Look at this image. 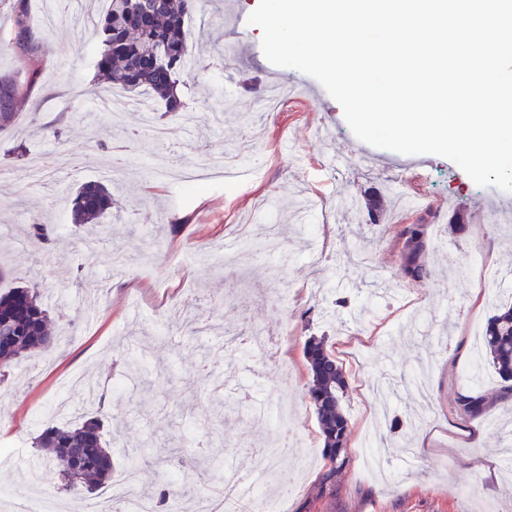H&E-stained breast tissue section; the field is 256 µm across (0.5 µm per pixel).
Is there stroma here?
Returning a JSON list of instances; mask_svg holds the SVG:
<instances>
[{"instance_id":"stroma-1","label":"stroma","mask_w":512,"mask_h":512,"mask_svg":"<svg viewBox=\"0 0 512 512\" xmlns=\"http://www.w3.org/2000/svg\"><path fill=\"white\" fill-rule=\"evenodd\" d=\"M194 16L189 39L198 65L179 91L190 125L172 120L169 139L140 129L126 113L111 127L95 100L80 95L94 75L98 39L78 13L56 15L53 54L41 85L15 123L0 132V168L24 145L51 165L38 188L0 182V265L12 284L39 285L58 337L20 358L0 376V512H12L18 490L74 504L56 472H32V442L51 420L59 394L69 418L86 410L85 394L68 391L72 375L97 385L112 402L103 416L115 472L140 460L137 493L164 487L151 457L184 445L174 485L209 496L215 512H254V500L225 489L224 474L253 468L271 435L242 406L243 397L275 414L293 410L292 448L283 472L296 490L276 512H512V389L492 368L474 385L464 370L482 344L494 308L512 299V233L489 223L505 193L476 185L451 160L364 145L328 94L286 102L257 114L259 91L313 77L277 67L263 55L241 0ZM230 50L220 64V50ZM262 142L246 160L253 179H214L193 192L173 172L234 151L254 128ZM107 184L114 207L90 229L71 222L72 200L87 181ZM420 200L427 224L424 260L431 276L402 273L398 213L378 220L340 212L339 192ZM465 223L454 224L456 213ZM55 225L57 245H30V222ZM285 231L282 256L225 268L174 265L181 249H213L246 224ZM192 309L215 331L189 332L180 310ZM273 332L279 350L235 354L254 329ZM322 336L349 381L342 406L350 426L349 460L331 471L309 399L303 346ZM155 341L151 376L126 377L131 340ZM477 393L485 414H463L458 400ZM426 447H419V440Z\"/></svg>"}]
</instances>
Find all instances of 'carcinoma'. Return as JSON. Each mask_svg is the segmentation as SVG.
Listing matches in <instances>:
<instances>
[{
  "label": "carcinoma",
  "instance_id": "cac0c4a2",
  "mask_svg": "<svg viewBox=\"0 0 512 512\" xmlns=\"http://www.w3.org/2000/svg\"><path fill=\"white\" fill-rule=\"evenodd\" d=\"M204 0H108L105 12L95 22L99 49L94 80L86 96L117 84L135 98L148 97L162 103L165 112L186 108L178 93L179 78L187 71L193 53L187 22ZM0 10L11 17L12 26L0 35V47L26 56L33 68L26 74L0 73V132L15 121L17 110L35 88L44 60L52 53L46 32L32 28L30 0H0ZM112 210V192L100 182L80 186L72 200V223L98 224ZM29 240L38 246L54 241V227L36 222L29 227ZM405 250L403 273L413 280L428 276L423 260L425 225L408 224L401 233ZM0 315L15 321L9 336L0 338V374L11 368L22 354L48 347L53 336L51 317L43 307L38 286H11L0 292ZM310 384L309 396L323 436L324 456L332 468L347 461L351 434L342 409L347 380L323 337L311 336L303 347ZM481 362L489 365L505 382H512V303L503 304L488 320ZM97 399L96 415L83 416L75 424H51L35 438L47 463L60 467L64 489L76 496L94 494L112 484V448L103 438L98 414L105 406L103 396L89 389Z\"/></svg>",
  "mask_w": 512,
  "mask_h": 512
}]
</instances>
